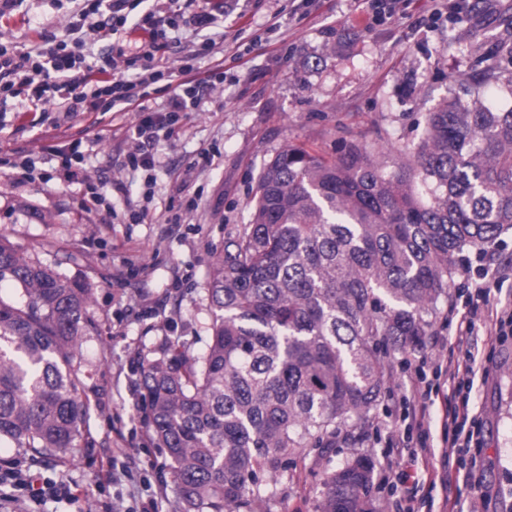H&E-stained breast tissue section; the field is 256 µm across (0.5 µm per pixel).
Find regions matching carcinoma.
<instances>
[{"label": "carcinoma", "instance_id": "1", "mask_svg": "<svg viewBox=\"0 0 512 512\" xmlns=\"http://www.w3.org/2000/svg\"><path fill=\"white\" fill-rule=\"evenodd\" d=\"M498 46L473 91L427 113L417 148L344 144L328 158L283 148L254 190L252 219L211 252L206 351L140 371L154 438L184 512H255L258 472L307 448L352 445L374 425L394 353L429 335L466 246L512 228V69ZM0 443L65 454L87 402L71 362L91 288L0 235ZM373 464L354 454L324 482L319 512H374Z\"/></svg>", "mask_w": 512, "mask_h": 512}]
</instances>
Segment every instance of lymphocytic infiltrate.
Wrapping results in <instances>:
<instances>
[{"mask_svg":"<svg viewBox=\"0 0 512 512\" xmlns=\"http://www.w3.org/2000/svg\"><path fill=\"white\" fill-rule=\"evenodd\" d=\"M82 2L68 39H45L27 51L0 44V91L34 85L36 101L42 111L53 113L58 125L81 112H137L126 165L145 173L147 182H154L158 144L173 138L179 113L196 110L224 82L220 72L193 78L196 56L188 54L179 67L183 81L166 84L165 100L160 107H151L150 87L162 77L154 63L158 41L185 27L197 33L218 27L222 5L220 0H191L193 8L187 11L180 0ZM132 20L143 36L136 53L130 55L121 36ZM105 29L116 38L108 68L89 64L82 52L89 37ZM507 278L496 263L482 264L451 304L448 317L455 325L450 349L455 356L447 368L437 369L433 380L420 367L402 377L409 403L406 431L415 435L416 446L408 451L406 467L388 476L390 485L408 488L397 512H465L462 500L452 494L454 483L473 490L479 487L476 472L482 423L474 404V385L481 366L471 340L481 330L500 339L512 335V309L497 307L492 296L493 289L502 287ZM438 401L444 409L437 420L431 409ZM436 426L442 433L437 445L430 441ZM426 485L441 489V497L419 496V488Z\"/></svg>","mask_w":512,"mask_h":512,"instance_id":"obj_1","label":"lymphocytic infiltrate"}]
</instances>
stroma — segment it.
<instances>
[{
    "label": "stroma",
    "mask_w": 512,
    "mask_h": 512,
    "mask_svg": "<svg viewBox=\"0 0 512 512\" xmlns=\"http://www.w3.org/2000/svg\"><path fill=\"white\" fill-rule=\"evenodd\" d=\"M77 10L76 0H23L0 19V42L29 47L43 34L63 36ZM224 32L225 41L211 46L191 32L160 43L167 70L198 49L202 68L226 80L201 110L181 113L151 188L123 167L135 114L90 112L57 129L26 94L0 96V235L92 288L72 363L88 403L76 448L58 461L0 445V467L21 461L31 473L63 478L77 497L44 500L35 512H107L118 498L131 512L151 500L161 512H182L132 362L160 357L170 341L204 349L209 252L250 222L257 177L278 151L291 144L332 155L350 139L391 151L418 144L427 113L456 80L471 76L490 47L512 45V0H475L453 23L448 0H410L382 22L366 0H224ZM88 132L99 141L86 169L97 181H122L143 222L105 223V205L94 204L85 185L65 181L64 160ZM206 149L214 161L203 157ZM25 155L32 171L19 166ZM475 346L491 356L476 399L485 441L475 510L512 512V339L481 335ZM400 381L393 375L360 446L309 448L282 476H261L260 512H318L327 475L353 451L369 455L375 470L398 466ZM120 445L150 462L142 477L113 478L112 450Z\"/></svg>",
    "instance_id": "stroma-1"
}]
</instances>
